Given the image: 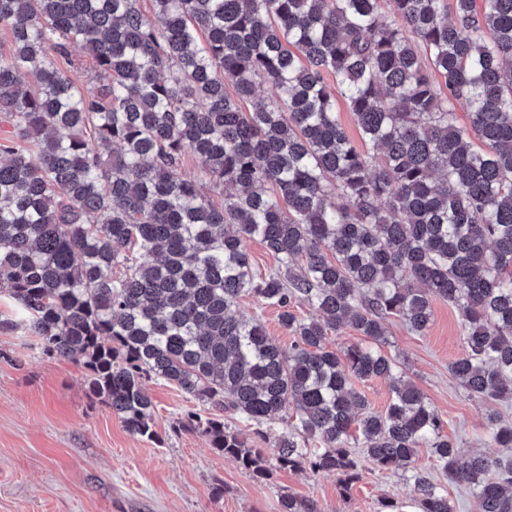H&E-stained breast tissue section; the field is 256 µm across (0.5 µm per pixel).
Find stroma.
<instances>
[{"mask_svg": "<svg viewBox=\"0 0 512 512\" xmlns=\"http://www.w3.org/2000/svg\"><path fill=\"white\" fill-rule=\"evenodd\" d=\"M25 314L0 293V512H279L282 494L314 500L318 512H380L383 501L413 505L401 473L363 463L362 477L342 495L335 476L272 470L259 482L234 460L182 428L198 402L149 378L156 440L130 434L103 403L91 401L82 369L47 356L29 335ZM383 349L412 378L445 422L462 454L500 455L485 444L492 412L512 424V399L490 405L468 397L449 366L462 354V321L448 302H433L426 335L396 317Z\"/></svg>", "mask_w": 512, "mask_h": 512, "instance_id": "35a3bbf8", "label": "stroma"}]
</instances>
